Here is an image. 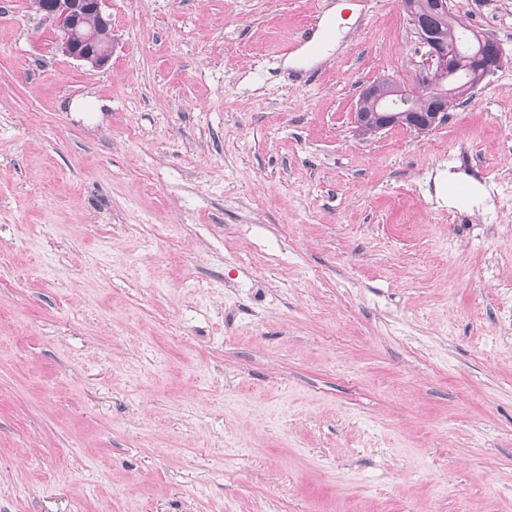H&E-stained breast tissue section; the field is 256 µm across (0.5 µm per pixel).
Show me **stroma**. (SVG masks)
<instances>
[{
	"mask_svg": "<svg viewBox=\"0 0 512 512\" xmlns=\"http://www.w3.org/2000/svg\"><path fill=\"white\" fill-rule=\"evenodd\" d=\"M0 0V512H512V0L425 134L398 0ZM44 21L59 32L58 48L76 61L95 68L104 67L112 56V44L103 37L110 29V18L103 10L105 0H36ZM89 18L96 27L87 29ZM485 41L486 37H482L479 33H474L470 54L467 56L474 64L475 77L473 80H477L474 89L480 84L482 76L500 68L504 61L503 56L497 51L496 47H489Z\"/></svg>",
	"mask_w": 512,
	"mask_h": 512,
	"instance_id": "35a3bbf8",
	"label": "stroma"
}]
</instances>
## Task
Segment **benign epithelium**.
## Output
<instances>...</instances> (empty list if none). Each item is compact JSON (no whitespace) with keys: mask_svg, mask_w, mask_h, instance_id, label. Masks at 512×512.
I'll return each mask as SVG.
<instances>
[{"mask_svg":"<svg viewBox=\"0 0 512 512\" xmlns=\"http://www.w3.org/2000/svg\"><path fill=\"white\" fill-rule=\"evenodd\" d=\"M44 21L59 32L58 48L76 61L102 68L112 56V44L104 39L110 29V18L103 10L105 0H36ZM399 5L416 31L419 42L427 49L426 64L416 73L414 85L406 87L392 77L383 81L391 87L390 99L379 101L378 122L369 133L376 134L395 126L426 133L448 121V97L456 93L447 85L460 70V55L451 46L438 43L429 30L426 17L411 0ZM468 59L474 64L475 80L500 68L503 56L486 38L476 33Z\"/></svg>","mask_w":512,"mask_h":512,"instance_id":"1","label":"benign epithelium"}]
</instances>
